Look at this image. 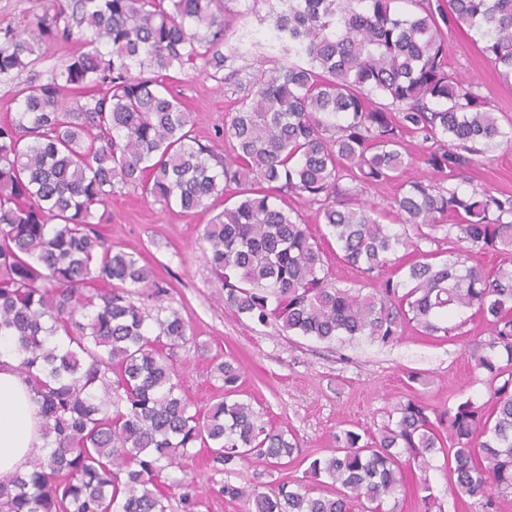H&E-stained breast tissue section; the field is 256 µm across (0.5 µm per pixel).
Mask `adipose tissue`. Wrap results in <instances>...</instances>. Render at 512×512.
<instances>
[{
  "mask_svg": "<svg viewBox=\"0 0 512 512\" xmlns=\"http://www.w3.org/2000/svg\"><path fill=\"white\" fill-rule=\"evenodd\" d=\"M15 364L12 354H0L1 480L27 472L36 458L46 454L39 407Z\"/></svg>",
  "mask_w": 512,
  "mask_h": 512,
  "instance_id": "1",
  "label": "adipose tissue"
}]
</instances>
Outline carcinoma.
I'll return each mask as SVG.
<instances>
[{
    "label": "carcinoma",
    "instance_id": "cac0c4a2",
    "mask_svg": "<svg viewBox=\"0 0 512 512\" xmlns=\"http://www.w3.org/2000/svg\"><path fill=\"white\" fill-rule=\"evenodd\" d=\"M279 2L270 66L227 76L237 97L223 156L191 136L192 114L158 74L198 60L224 70L239 53L223 51L224 0H57L37 30H0V76L32 66L50 42L85 47L49 81L18 90L19 111L0 122V337L50 448L0 481V512H170L180 485L171 471L197 446L227 476L253 458L285 468L300 453L295 435L241 399L229 361L215 369L224 400L191 410L160 349L185 341L184 319L163 305L167 288L152 270L95 229L119 184L184 212L237 184L239 200L201 240L224 303L260 323L383 345L411 324L448 336L457 327L435 319L456 309L491 328L476 355L494 382L489 402L468 398L431 416L416 398L400 401L377 433L345 430L310 462L330 491L227 480L224 497L247 512H396L404 471L439 454L457 497L491 506L512 494V267L471 264L512 256V195L433 180L512 141L473 83L448 73L443 38L445 28L474 30L487 61L512 78V0H412L408 14L395 0ZM406 135L420 140L432 177L410 182L396 224H384L357 186L397 177ZM281 194L317 206L341 260L378 288L332 283L322 247ZM402 249L413 260L396 257Z\"/></svg>",
    "mask_w": 512,
    "mask_h": 512
}]
</instances>
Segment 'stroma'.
I'll list each match as a JSON object with an SVG mask.
<instances>
[{
    "instance_id": "1",
    "label": "stroma",
    "mask_w": 512,
    "mask_h": 512,
    "mask_svg": "<svg viewBox=\"0 0 512 512\" xmlns=\"http://www.w3.org/2000/svg\"><path fill=\"white\" fill-rule=\"evenodd\" d=\"M279 7L278 0H224L228 45H236L245 31L266 38L270 32L268 17ZM55 9L54 0H0V28H31L37 16L54 14ZM444 36L449 72L472 81L476 92L490 99L501 125L511 123L512 80H503L485 59L475 31L463 26L445 30ZM81 50L76 41L52 44L34 65L12 79H0V121L18 111L15 92L19 87L31 81L46 82ZM166 84L191 112L196 139L223 151L224 141L218 131L232 107V86L214 78L212 69L201 63L184 71L170 69ZM424 175L423 168L413 161L401 170L398 180L362 187L359 197L380 212H392L402 185ZM438 181L446 188L512 195V145L495 146L477 156L460 175H442ZM236 196L237 187L230 184L211 209L182 213L147 197L140 187L121 185L98 226L113 245L139 254L155 279L167 287V305L179 310L187 322L186 342L165 349L164 354L173 363L182 393L190 403L206 408L221 399L222 382L215 377L214 369L219 363L233 362L240 367L247 399L262 420L295 434L301 444L299 458L271 474L263 463L253 459L236 474L227 476L213 466L208 451H201L179 474L193 491L196 506L186 510L175 497L171 512H245L244 502L224 497L221 488L227 481L241 485L264 481L311 485L307 468L313 459L326 455L334 433L343 429L377 433L397 401L414 397L435 411L466 398L487 401L488 375L476 368L470 351L475 342L487 339L488 328L470 312L449 314L448 325L461 328L456 336H429L411 327L392 346L364 340L328 345L282 333L275 322L261 324L225 306L213 285L201 234L214 213L233 203ZM287 202L310 225L313 234L321 237L333 282L342 287H362L360 273L338 258L336 242L328 236L325 225L319 224L315 206L295 194L288 196ZM412 370L427 374L428 384L409 386L407 374ZM422 481L433 488L441 512H485L482 499L467 496L459 500L449 493L448 472L439 456L429 468L415 471L407 479L397 512H421L417 486Z\"/></svg>"
}]
</instances>
